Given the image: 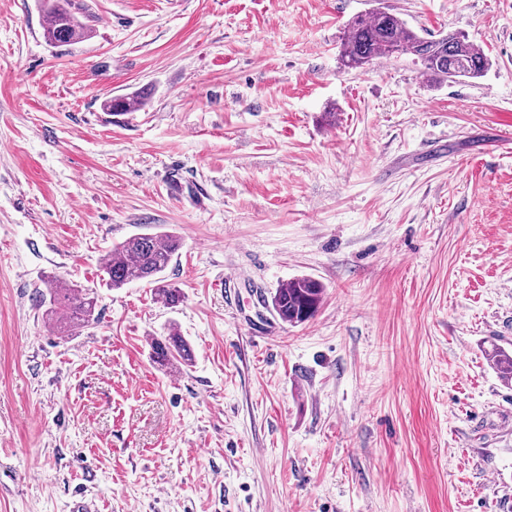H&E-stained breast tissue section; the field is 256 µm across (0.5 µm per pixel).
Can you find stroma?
I'll return each instance as SVG.
<instances>
[{
    "instance_id": "35a3bbf8",
    "label": "stroma",
    "mask_w": 512,
    "mask_h": 512,
    "mask_svg": "<svg viewBox=\"0 0 512 512\" xmlns=\"http://www.w3.org/2000/svg\"><path fill=\"white\" fill-rule=\"evenodd\" d=\"M75 3L57 46L0 0V512H512V0ZM378 4L488 70L344 68ZM136 234L181 238L178 305L110 287ZM54 276L98 323L48 321ZM301 276L317 314L257 337ZM150 345L155 362L161 365H172L174 361L182 363L192 361L190 345L183 336L173 330L166 336L153 337Z\"/></svg>"
}]
</instances>
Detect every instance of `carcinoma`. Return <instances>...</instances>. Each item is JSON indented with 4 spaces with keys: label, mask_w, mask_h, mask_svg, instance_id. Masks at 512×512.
I'll return each mask as SVG.
<instances>
[{
    "label": "carcinoma",
    "mask_w": 512,
    "mask_h": 512,
    "mask_svg": "<svg viewBox=\"0 0 512 512\" xmlns=\"http://www.w3.org/2000/svg\"><path fill=\"white\" fill-rule=\"evenodd\" d=\"M44 21L45 37L53 44H68L87 32V27L73 11V0H50ZM402 55L415 57L429 80L441 83L480 78L489 66L484 49L459 32L424 38L403 19L382 8L349 20L340 50L344 67L360 69L375 60ZM181 246V238L175 235L138 234L106 251L101 264L111 287L146 283L156 289L165 304L173 306L180 301V292L164 283L163 274ZM323 292L318 280L298 277L275 290L271 306L281 321L290 325L302 324L318 312ZM37 294L39 304H49L45 313L52 321L78 327L89 326L98 320L99 296L92 288L53 279ZM151 350L155 362L161 365L192 360L190 345L173 330L165 336L153 337ZM492 362L502 380L512 383V355L497 347L493 350Z\"/></svg>",
    "instance_id": "carcinoma-1"
}]
</instances>
